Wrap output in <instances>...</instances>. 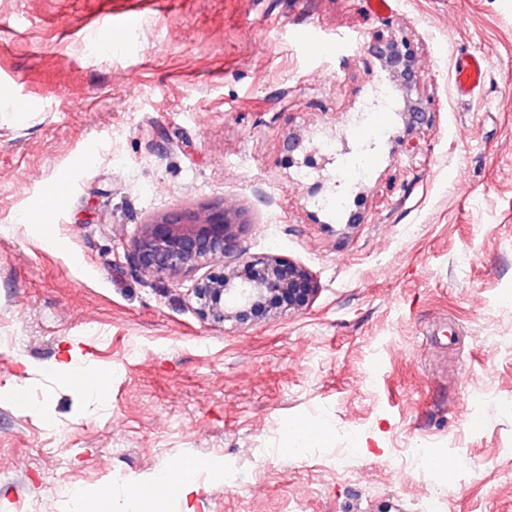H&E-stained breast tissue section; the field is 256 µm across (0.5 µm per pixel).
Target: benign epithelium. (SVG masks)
Listing matches in <instances>:
<instances>
[{
    "instance_id": "7a95c632",
    "label": "benign epithelium",
    "mask_w": 512,
    "mask_h": 512,
    "mask_svg": "<svg viewBox=\"0 0 512 512\" xmlns=\"http://www.w3.org/2000/svg\"><path fill=\"white\" fill-rule=\"evenodd\" d=\"M390 39L371 51L382 61L388 79L406 96L405 112H425L411 100L418 83L415 61ZM241 225L226 209L219 212L175 211L140 225L128 254L136 269L157 280H175L203 267L210 271L191 289L198 313L206 320L245 324L272 311L299 309L317 284L303 267L276 254L246 256L240 246Z\"/></svg>"
}]
</instances>
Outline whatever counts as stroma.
I'll use <instances>...</instances> for the list:
<instances>
[{
    "label": "stroma",
    "mask_w": 512,
    "mask_h": 512,
    "mask_svg": "<svg viewBox=\"0 0 512 512\" xmlns=\"http://www.w3.org/2000/svg\"><path fill=\"white\" fill-rule=\"evenodd\" d=\"M116 1L135 5L0 0V512H103L107 488L136 512L127 491L177 459L192 490L159 512H421L429 493L512 512V0H173L130 24ZM109 35L131 52L91 51ZM390 37L422 120L365 109ZM469 51L488 70L463 100ZM366 141L364 175L337 183L324 143ZM224 207L245 252L314 276L306 307L216 324L191 278L127 260L141 224ZM70 348L99 401L51 372ZM292 422L323 432L308 455ZM420 442L449 468L416 466ZM61 480L82 497L52 496ZM455 87L459 97H471L484 83L487 71L484 56L462 54L456 62Z\"/></svg>",
    "instance_id": "1"
}]
</instances>
